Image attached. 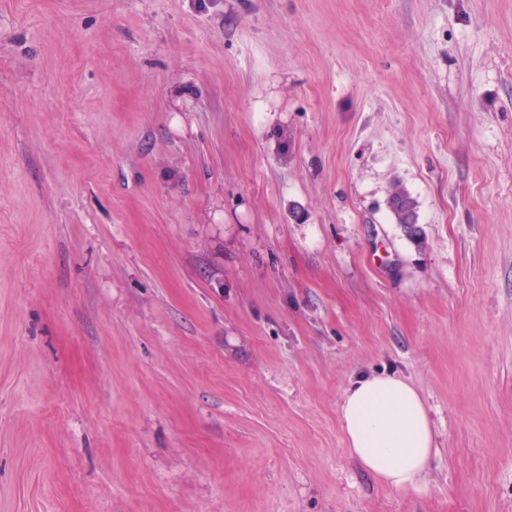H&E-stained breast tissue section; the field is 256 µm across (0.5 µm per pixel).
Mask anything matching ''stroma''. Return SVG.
<instances>
[{"mask_svg": "<svg viewBox=\"0 0 512 512\" xmlns=\"http://www.w3.org/2000/svg\"><path fill=\"white\" fill-rule=\"evenodd\" d=\"M0 512H512V0H0ZM387 206L404 236L417 246L422 244V230L417 223V203L409 192L400 186H395L388 196ZM412 224L417 225L411 227ZM339 418L347 452L363 469L393 491L420 490L436 448L428 409L405 378L357 376Z\"/></svg>", "mask_w": 512, "mask_h": 512, "instance_id": "35a3bbf8", "label": "stroma"}]
</instances>
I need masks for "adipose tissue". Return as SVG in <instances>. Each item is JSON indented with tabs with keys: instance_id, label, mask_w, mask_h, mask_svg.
<instances>
[{
	"instance_id": "1",
	"label": "adipose tissue",
	"mask_w": 512,
	"mask_h": 512,
	"mask_svg": "<svg viewBox=\"0 0 512 512\" xmlns=\"http://www.w3.org/2000/svg\"><path fill=\"white\" fill-rule=\"evenodd\" d=\"M339 418L347 452L363 469L393 491L420 490L436 448L428 409L405 378L357 376Z\"/></svg>"
}]
</instances>
